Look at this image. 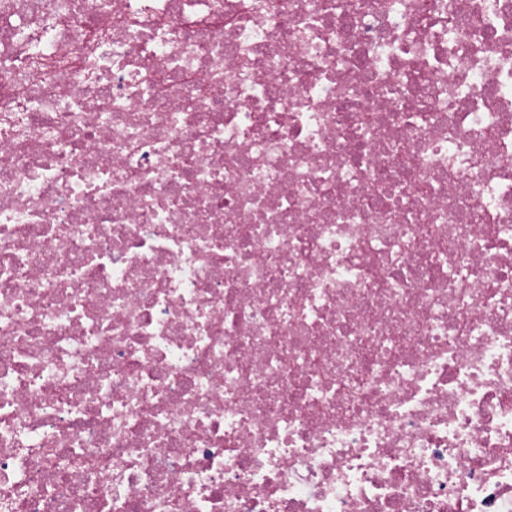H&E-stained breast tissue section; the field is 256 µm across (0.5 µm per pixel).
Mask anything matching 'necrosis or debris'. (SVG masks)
I'll return each mask as SVG.
<instances>
[{"mask_svg":"<svg viewBox=\"0 0 512 512\" xmlns=\"http://www.w3.org/2000/svg\"><path fill=\"white\" fill-rule=\"evenodd\" d=\"M0 512H512V0H0Z\"/></svg>","mask_w":512,"mask_h":512,"instance_id":"necrosis-or-debris-1","label":"necrosis or debris"}]
</instances>
